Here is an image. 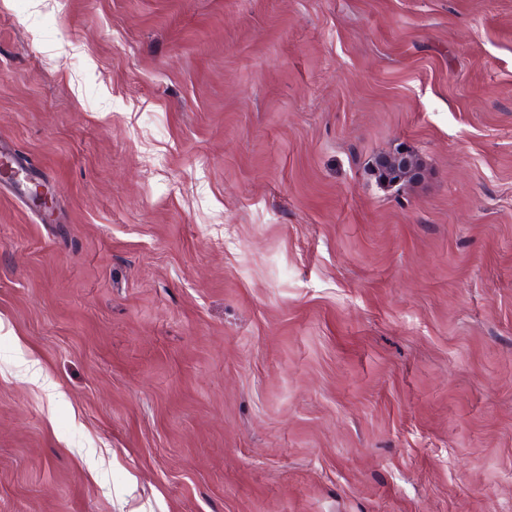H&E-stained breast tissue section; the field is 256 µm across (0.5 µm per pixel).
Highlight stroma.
I'll list each match as a JSON object with an SVG mask.
<instances>
[{
  "mask_svg": "<svg viewBox=\"0 0 512 512\" xmlns=\"http://www.w3.org/2000/svg\"><path fill=\"white\" fill-rule=\"evenodd\" d=\"M0 142V512H512V0H0ZM407 154L409 153L398 152L390 156L400 159L401 156H406ZM397 159L387 161L384 166L379 169L377 173H375V178L379 183L383 184L386 181L392 183L395 180H402L404 178H407L404 180V182H410L415 178V174H413V172L415 168L420 167L418 161L415 162L413 168H408Z\"/></svg>",
  "mask_w": 512,
  "mask_h": 512,
  "instance_id": "35a3bbf8",
  "label": "stroma"
}]
</instances>
